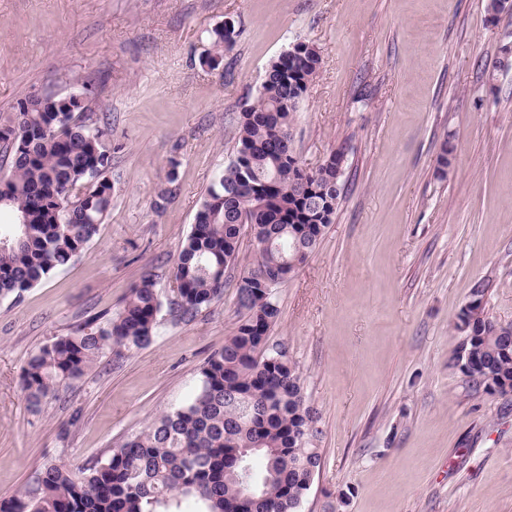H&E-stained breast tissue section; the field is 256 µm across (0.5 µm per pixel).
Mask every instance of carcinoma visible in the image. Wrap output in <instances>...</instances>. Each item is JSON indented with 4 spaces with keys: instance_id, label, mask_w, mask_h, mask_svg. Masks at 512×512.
Returning <instances> with one entry per match:
<instances>
[{
    "instance_id": "cac0c4a2",
    "label": "carcinoma",
    "mask_w": 512,
    "mask_h": 512,
    "mask_svg": "<svg viewBox=\"0 0 512 512\" xmlns=\"http://www.w3.org/2000/svg\"><path fill=\"white\" fill-rule=\"evenodd\" d=\"M238 33L223 23L210 31L202 67L219 69ZM306 42L270 61L251 103L240 113L238 148L207 188L178 253L171 295L152 275L134 283L104 324L88 323L43 345L23 368L21 391L39 407L81 379L110 352L147 347L165 319L189 322L224 293L242 225L261 228L254 266L238 289L243 315L224 346L202 367L182 406L158 415L140 433L90 467L47 463L8 498L0 512H298L321 466L316 412L285 347L269 344L279 308L274 290L307 260L332 222L341 171L333 152L309 171L291 148L301 101L320 69ZM82 99L56 106L34 95L0 120V144L12 149L0 174V300L19 301L52 273L78 260L112 209L109 129L75 117ZM484 289L474 291L453 329L463 336L453 367L476 390L512 395V323L488 313Z\"/></svg>"
}]
</instances>
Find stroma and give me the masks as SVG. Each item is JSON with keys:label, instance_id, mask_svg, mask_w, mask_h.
<instances>
[{"label": "stroma", "instance_id": "35a3bbf8", "mask_svg": "<svg viewBox=\"0 0 512 512\" xmlns=\"http://www.w3.org/2000/svg\"><path fill=\"white\" fill-rule=\"evenodd\" d=\"M227 18L236 44L223 69H204L209 32ZM298 42L322 62L292 147L310 170L345 151L333 220L275 291L270 341L297 363L321 431L300 512H512V396L474 390L448 365L474 288L512 322V14L489 20L481 0H0V116L84 84V121L112 132L114 186L87 252L21 302L0 300V497L45 461L103 459L184 404L234 331L248 230L223 296L192 321L106 355L38 410L21 392L38 347L111 317L143 273L168 294L244 105Z\"/></svg>", "mask_w": 512, "mask_h": 512}]
</instances>
